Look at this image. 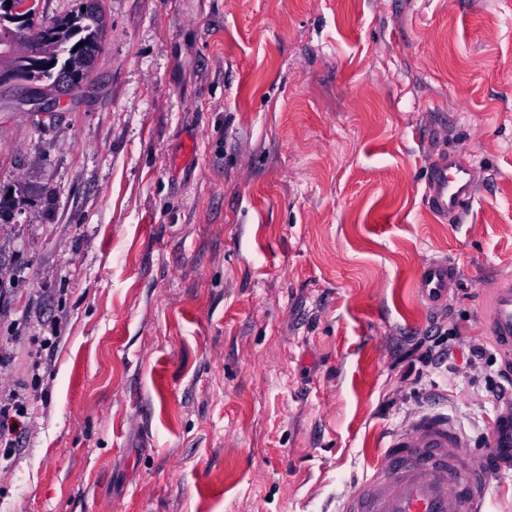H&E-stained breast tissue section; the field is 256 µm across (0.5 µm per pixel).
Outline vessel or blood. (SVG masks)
<instances>
[{"mask_svg":"<svg viewBox=\"0 0 512 512\" xmlns=\"http://www.w3.org/2000/svg\"><path fill=\"white\" fill-rule=\"evenodd\" d=\"M477 167L448 151L432 159L424 181V197L438 217L461 218L475 199ZM419 286L430 303L445 297L448 266L426 264ZM484 329L493 336L503 357L512 356V281L501 280L492 290ZM512 467V424L495 422L489 439ZM489 467L485 450L446 414L417 417L390 434L381 458L370 465L343 499L340 512H488Z\"/></svg>","mask_w":512,"mask_h":512,"instance_id":"obj_1","label":"vessel or blood"}]
</instances>
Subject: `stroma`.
I'll return each mask as SVG.
<instances>
[{
	"label": "stroma",
	"mask_w": 512,
	"mask_h": 512,
	"mask_svg": "<svg viewBox=\"0 0 512 512\" xmlns=\"http://www.w3.org/2000/svg\"><path fill=\"white\" fill-rule=\"evenodd\" d=\"M102 8L85 92L39 126L0 94V512H337L409 419L511 421L482 316L512 277V0ZM446 150L477 167L458 222L423 196ZM419 288L430 303L442 301L448 288V265L441 261L426 264L420 273Z\"/></svg>",
	"instance_id": "35a3bbf8"
}]
</instances>
